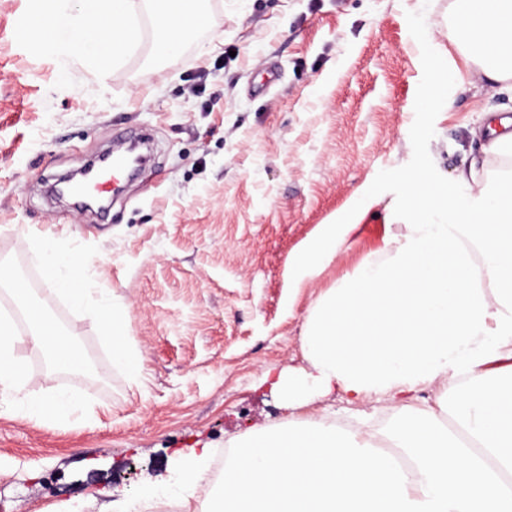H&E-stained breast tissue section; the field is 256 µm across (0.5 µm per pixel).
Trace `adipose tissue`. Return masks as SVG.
I'll use <instances>...</instances> for the list:
<instances>
[{
	"label": "adipose tissue",
	"mask_w": 512,
	"mask_h": 512,
	"mask_svg": "<svg viewBox=\"0 0 512 512\" xmlns=\"http://www.w3.org/2000/svg\"><path fill=\"white\" fill-rule=\"evenodd\" d=\"M452 11L448 40L469 68L493 83L512 82V0H452ZM481 126L500 170L472 164L437 186L407 178L390 210L404 233L317 301L301 336L310 368L276 384L291 409L334 388L352 405L387 401L399 416L395 448L412 467H401L362 421L347 430L315 419L260 427L236 445L212 512H512V119L488 112ZM379 201L362 190L300 244L288 268L293 290L333 263ZM34 243L53 289L74 307L95 305L113 361L137 374L124 310L92 301L86 281L71 277L73 253L61 240L40 232ZM15 281L0 265V286H11L27 312L20 332L0 316V397L21 419L48 412L70 420L77 399L30 395L14 346L41 349L53 372L82 369L84 361L71 334L45 332L44 310ZM431 386L455 431L439 427L433 407L414 405L415 393Z\"/></svg>",
	"instance_id": "1"
}]
</instances>
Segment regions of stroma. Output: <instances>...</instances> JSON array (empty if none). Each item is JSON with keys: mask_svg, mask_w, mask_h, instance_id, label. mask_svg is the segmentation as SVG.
<instances>
[{"mask_svg": "<svg viewBox=\"0 0 512 512\" xmlns=\"http://www.w3.org/2000/svg\"><path fill=\"white\" fill-rule=\"evenodd\" d=\"M451 2L209 0V32L179 58L146 68L147 33L107 76L79 63L74 87L59 89L54 60L14 39L27 0H0V263L88 366L51 376L41 350L16 346L32 395L64 389L85 406L62 423L18 421L0 400V512H108L147 481L176 488L177 454L287 423L272 383L306 367L300 337L318 297L400 232L386 206L401 174L452 179L483 159L481 116L512 115V89L470 83L419 111L440 70L465 66L447 38ZM423 27L439 59L422 55ZM142 129L151 166L108 214L47 193V179ZM370 183L383 205L290 295L289 256ZM46 229L125 310L143 376L113 364L99 318L44 280L33 235Z\"/></svg>", "mask_w": 512, "mask_h": 512, "instance_id": "stroma-1", "label": "stroma"}]
</instances>
